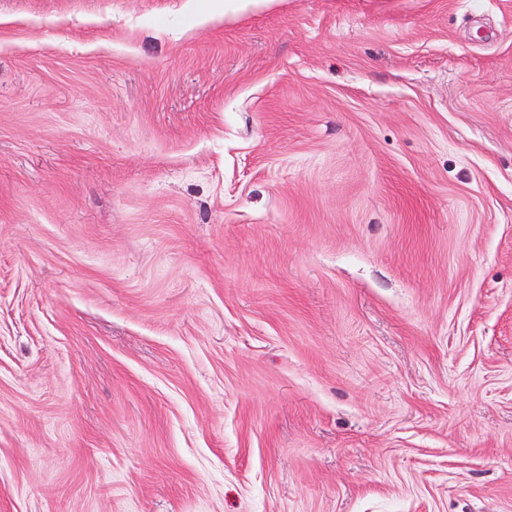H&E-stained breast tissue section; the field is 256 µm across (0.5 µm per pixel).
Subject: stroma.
<instances>
[{
  "mask_svg": "<svg viewBox=\"0 0 512 512\" xmlns=\"http://www.w3.org/2000/svg\"><path fill=\"white\" fill-rule=\"evenodd\" d=\"M0 0V512H512V0Z\"/></svg>",
  "mask_w": 512,
  "mask_h": 512,
  "instance_id": "1",
  "label": "stroma"
}]
</instances>
